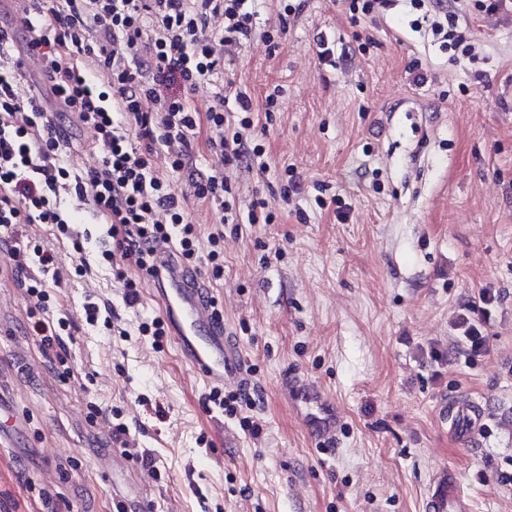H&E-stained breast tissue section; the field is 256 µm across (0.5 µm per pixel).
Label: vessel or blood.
Returning a JSON list of instances; mask_svg holds the SVG:
<instances>
[{"instance_id":"obj_1","label":"vessel or blood","mask_w":512,"mask_h":512,"mask_svg":"<svg viewBox=\"0 0 512 512\" xmlns=\"http://www.w3.org/2000/svg\"><path fill=\"white\" fill-rule=\"evenodd\" d=\"M170 248L157 252L159 273L150 277L154 296L164 307L169 334L185 357L206 382L214 387L232 381L248 391L253 382L239 354L231 349L224 334L223 321L217 320L205 299V288L198 277L190 275L170 259ZM313 422L319 439H329L336 429L337 418L326 404H318ZM456 433L463 442H471L474 431L482 424L479 411L454 405ZM424 512H472L471 498L459 488L454 473L436 474L423 504Z\"/></svg>"}]
</instances>
